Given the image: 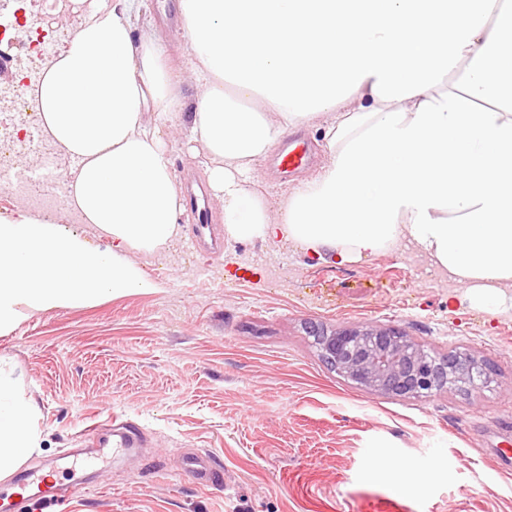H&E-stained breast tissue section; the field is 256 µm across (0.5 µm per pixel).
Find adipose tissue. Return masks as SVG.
<instances>
[{
    "label": "adipose tissue",
    "mask_w": 512,
    "mask_h": 512,
    "mask_svg": "<svg viewBox=\"0 0 512 512\" xmlns=\"http://www.w3.org/2000/svg\"><path fill=\"white\" fill-rule=\"evenodd\" d=\"M82 22L30 93L75 163L82 234L19 208L0 219V333L22 308H72L158 284L134 261L178 236L168 153L186 109L140 0H71ZM199 87L190 120L232 239L349 262L405 243L472 308L512 294V0H181ZM461 71L460 85L445 77ZM154 123H146L147 113ZM321 121L329 160L270 206L255 165ZM38 408L0 356V480L41 449Z\"/></svg>",
    "instance_id": "ef3b65f1"
}]
</instances>
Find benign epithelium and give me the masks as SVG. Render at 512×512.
Segmentation results:
<instances>
[{
	"instance_id": "benign-epithelium-1",
	"label": "benign epithelium",
	"mask_w": 512,
	"mask_h": 512,
	"mask_svg": "<svg viewBox=\"0 0 512 512\" xmlns=\"http://www.w3.org/2000/svg\"><path fill=\"white\" fill-rule=\"evenodd\" d=\"M322 357L340 375L381 394L428 397L458 378L479 387L487 365L462 353L434 357L392 327L362 325L315 333Z\"/></svg>"
}]
</instances>
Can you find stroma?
Masks as SVG:
<instances>
[{
    "label": "stroma",
    "mask_w": 512,
    "mask_h": 512,
    "mask_svg": "<svg viewBox=\"0 0 512 512\" xmlns=\"http://www.w3.org/2000/svg\"><path fill=\"white\" fill-rule=\"evenodd\" d=\"M187 136L175 132L169 153L180 185L204 175V147ZM193 220L138 256L157 292L26 308L0 334L43 438L0 480L10 512H35L15 489L21 473L47 470L74 493L65 512H512V306L477 311L399 251L339 264L256 237L198 252ZM368 323L492 371L468 392L367 390L325 364L310 328ZM115 415L140 447L100 446ZM188 452L221 468L222 486L188 475Z\"/></svg>",
    "instance_id": "obj_1"
}]
</instances>
